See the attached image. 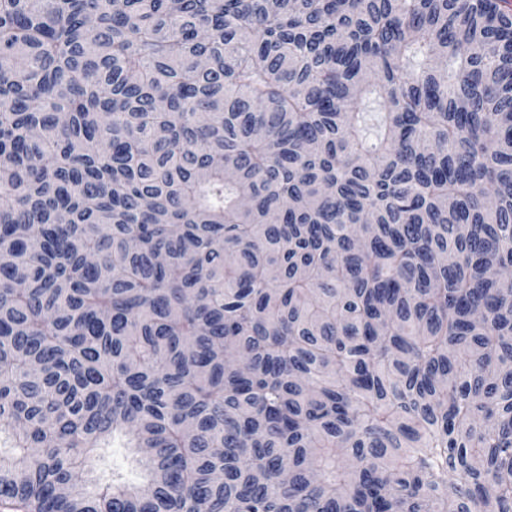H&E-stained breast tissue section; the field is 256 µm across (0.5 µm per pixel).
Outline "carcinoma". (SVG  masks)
<instances>
[{
  "label": "carcinoma",
  "mask_w": 512,
  "mask_h": 512,
  "mask_svg": "<svg viewBox=\"0 0 512 512\" xmlns=\"http://www.w3.org/2000/svg\"><path fill=\"white\" fill-rule=\"evenodd\" d=\"M500 2L0 0L5 512H512Z\"/></svg>",
  "instance_id": "cac0c4a2"
}]
</instances>
